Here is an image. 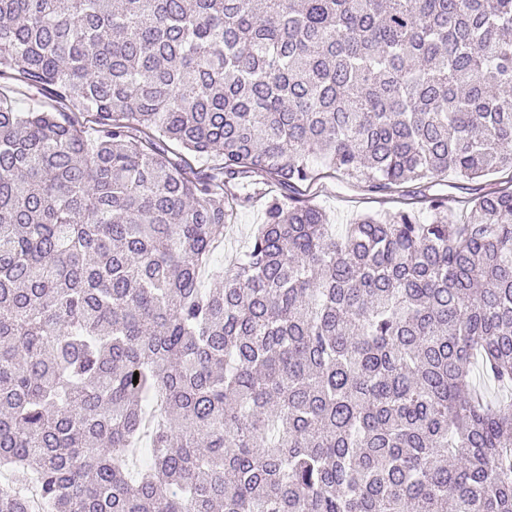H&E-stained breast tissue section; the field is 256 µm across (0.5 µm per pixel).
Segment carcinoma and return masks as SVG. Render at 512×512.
Returning <instances> with one entry per match:
<instances>
[{
  "label": "carcinoma",
  "mask_w": 512,
  "mask_h": 512,
  "mask_svg": "<svg viewBox=\"0 0 512 512\" xmlns=\"http://www.w3.org/2000/svg\"><path fill=\"white\" fill-rule=\"evenodd\" d=\"M0 78V470L47 512H512V0H0ZM325 171L404 207L336 236ZM450 172L506 178L421 216ZM262 222V207L259 203L237 206L231 223L224 227V240L214 251L208 271L202 279L204 288H212L214 275L217 274L226 260L243 253L248 245L249 236L254 224Z\"/></svg>",
  "instance_id": "1"
}]
</instances>
